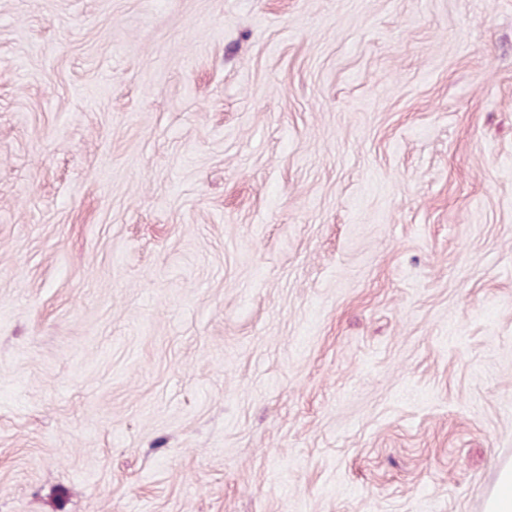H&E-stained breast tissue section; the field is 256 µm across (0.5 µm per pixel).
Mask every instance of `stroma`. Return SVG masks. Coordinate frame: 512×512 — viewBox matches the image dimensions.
<instances>
[{"label":"stroma","instance_id":"1","mask_svg":"<svg viewBox=\"0 0 512 512\" xmlns=\"http://www.w3.org/2000/svg\"><path fill=\"white\" fill-rule=\"evenodd\" d=\"M508 463L512 0H0V512Z\"/></svg>","mask_w":512,"mask_h":512}]
</instances>
